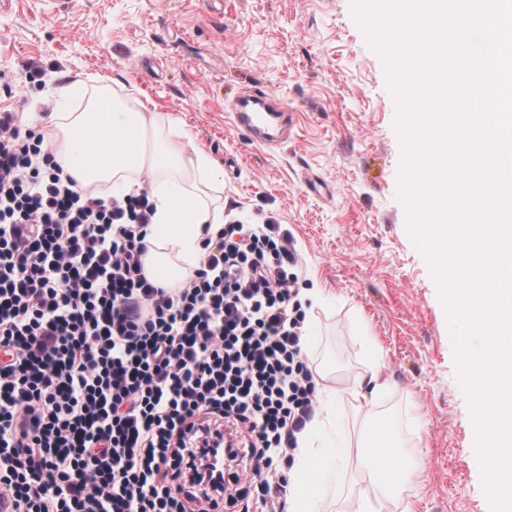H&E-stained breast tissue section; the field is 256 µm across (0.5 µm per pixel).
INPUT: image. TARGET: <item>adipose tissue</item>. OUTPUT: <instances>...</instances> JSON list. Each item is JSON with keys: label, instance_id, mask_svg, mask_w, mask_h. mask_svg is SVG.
I'll return each mask as SVG.
<instances>
[{"label": "adipose tissue", "instance_id": "obj_1", "mask_svg": "<svg viewBox=\"0 0 512 512\" xmlns=\"http://www.w3.org/2000/svg\"><path fill=\"white\" fill-rule=\"evenodd\" d=\"M73 93L70 85L52 91L59 111L47 137L57 161L81 185L147 194L154 215L145 228V274L159 286L177 287L199 268L207 239L224 222L223 207L205 200L197 179L223 180V169L204 152H188L182 140L162 135L155 113L131 109L121 100L103 94L83 111H65ZM316 391L318 410L297 436L288 512H324L323 499L312 496L299 475L313 471L318 479L326 477L319 467L324 455L319 436L336 423L339 390L320 382Z\"/></svg>", "mask_w": 512, "mask_h": 512}]
</instances>
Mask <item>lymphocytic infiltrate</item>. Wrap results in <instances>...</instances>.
Segmentation results:
<instances>
[{
  "mask_svg": "<svg viewBox=\"0 0 512 512\" xmlns=\"http://www.w3.org/2000/svg\"><path fill=\"white\" fill-rule=\"evenodd\" d=\"M146 195L81 187L0 110V501L11 512H284L316 408L288 230L228 224L150 281Z\"/></svg>",
  "mask_w": 512,
  "mask_h": 512,
  "instance_id": "obj_1",
  "label": "lymphocytic infiltrate"
}]
</instances>
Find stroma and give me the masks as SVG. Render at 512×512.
<instances>
[{"label": "stroma", "mask_w": 512, "mask_h": 512, "mask_svg": "<svg viewBox=\"0 0 512 512\" xmlns=\"http://www.w3.org/2000/svg\"><path fill=\"white\" fill-rule=\"evenodd\" d=\"M104 77L223 166L209 197L225 221L288 228L304 287L322 288L307 355L341 391L323 442L336 475L314 489L330 512L361 497L379 512H489L446 312L395 199V102L351 0H12L0 11V109L22 126H49L52 88L74 85L75 111ZM249 93L294 113L287 140L262 145L236 128ZM373 367L387 386L366 418L348 389ZM360 439L412 467L408 481L387 496L369 485L344 457Z\"/></svg>", "instance_id": "1"}]
</instances>
